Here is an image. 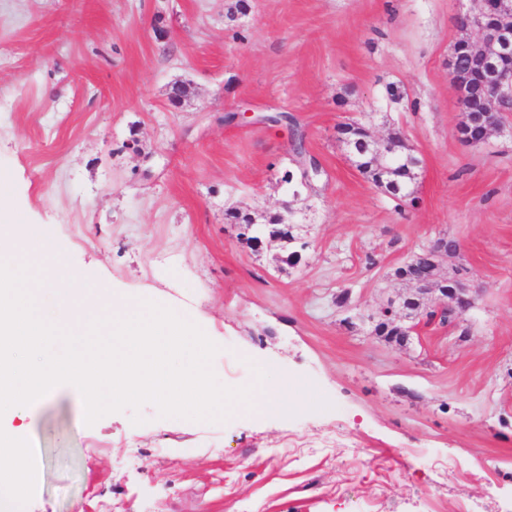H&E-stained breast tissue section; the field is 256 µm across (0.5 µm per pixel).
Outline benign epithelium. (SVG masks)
Wrapping results in <instances>:
<instances>
[{"label":"benign epithelium","mask_w":512,"mask_h":512,"mask_svg":"<svg viewBox=\"0 0 512 512\" xmlns=\"http://www.w3.org/2000/svg\"><path fill=\"white\" fill-rule=\"evenodd\" d=\"M458 27L465 32L453 46L448 58V73L463 112L469 114L460 134L469 144H480L498 129L501 114L512 112V0H479L474 12L458 18ZM353 164L359 165L355 151H367L375 160L378 179L375 186L383 193L415 204L413 190L402 189L392 178L394 166L420 167V159L406 151V138L391 132L385 137L372 133L359 124H344L338 129ZM430 266L419 277L405 273L414 265L410 258L395 272L399 280L414 287L413 296L398 295L376 309H357L353 319L362 325H375L382 317L392 319V330L406 342L418 333L421 321L438 320L442 314L461 319L475 304L471 288L462 278L440 275L441 261L458 257L462 244L442 236L430 244Z\"/></svg>","instance_id":"7a95c632"}]
</instances>
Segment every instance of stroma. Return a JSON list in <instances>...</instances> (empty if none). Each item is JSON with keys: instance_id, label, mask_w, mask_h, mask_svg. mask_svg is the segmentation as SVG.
<instances>
[{"instance_id": "obj_1", "label": "stroma", "mask_w": 512, "mask_h": 512, "mask_svg": "<svg viewBox=\"0 0 512 512\" xmlns=\"http://www.w3.org/2000/svg\"><path fill=\"white\" fill-rule=\"evenodd\" d=\"M471 0H0V194L89 280L195 319L218 380L253 365L294 415L223 422L144 404L84 422L63 387L27 418L25 512H512V113L459 138L448 76ZM191 81L182 106L168 100ZM248 122H225L231 112ZM285 112L291 123H261ZM341 122L401 130L416 205L383 194ZM323 174L295 200L296 260L224 212L293 200L292 131ZM477 295L398 346L346 321L406 292L394 270L440 234Z\"/></svg>"}]
</instances>
